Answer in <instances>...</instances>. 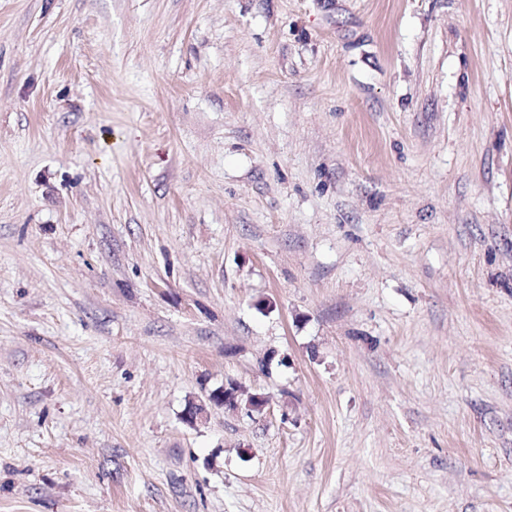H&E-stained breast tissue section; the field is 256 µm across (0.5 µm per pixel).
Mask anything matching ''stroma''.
<instances>
[{"label": "stroma", "instance_id": "1", "mask_svg": "<svg viewBox=\"0 0 512 512\" xmlns=\"http://www.w3.org/2000/svg\"><path fill=\"white\" fill-rule=\"evenodd\" d=\"M0 512H512V0H0ZM232 387L230 393L224 395L223 404L218 406L234 410L244 405L251 412H262L269 405V397L263 393L248 392L237 383H232Z\"/></svg>", "mask_w": 512, "mask_h": 512}]
</instances>
